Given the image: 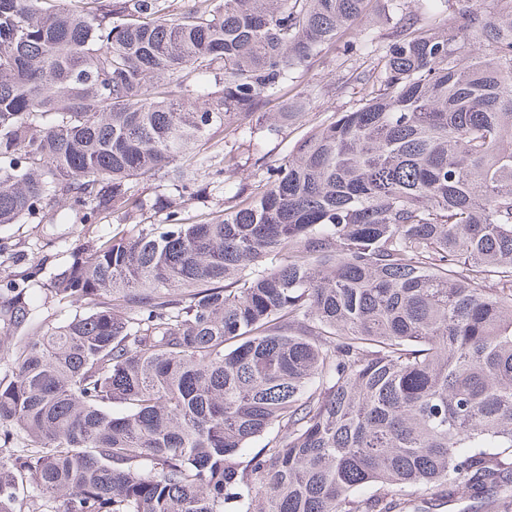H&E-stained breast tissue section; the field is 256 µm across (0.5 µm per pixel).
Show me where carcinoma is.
<instances>
[{
  "instance_id": "cac0c4a2",
  "label": "carcinoma",
  "mask_w": 512,
  "mask_h": 512,
  "mask_svg": "<svg viewBox=\"0 0 512 512\" xmlns=\"http://www.w3.org/2000/svg\"><path fill=\"white\" fill-rule=\"evenodd\" d=\"M368 2L0 0V512H512V0ZM340 63V58L330 54L328 57L316 58L307 70L295 75L298 78L295 79L297 81L294 91L314 88L319 90V94L312 100L300 122L288 126V129L279 136H273L265 141L264 152H268L271 158L277 159L288 154L302 135L325 120L332 112H345L358 106V100L361 99L359 88L352 86L342 93L335 89L338 79L344 73V67H341ZM107 223L104 221L103 224L91 226L89 230L82 224H40L37 236L31 234V227L35 224L0 225V242L4 239L11 244L17 243L22 247L25 246L23 249H28L26 246L35 243L34 237H37L38 242L43 246L44 254L55 256L54 262H63L66 259V253H63L65 240L68 242L83 240L84 236L85 241L91 239L102 231L108 230Z\"/></svg>"
}]
</instances>
